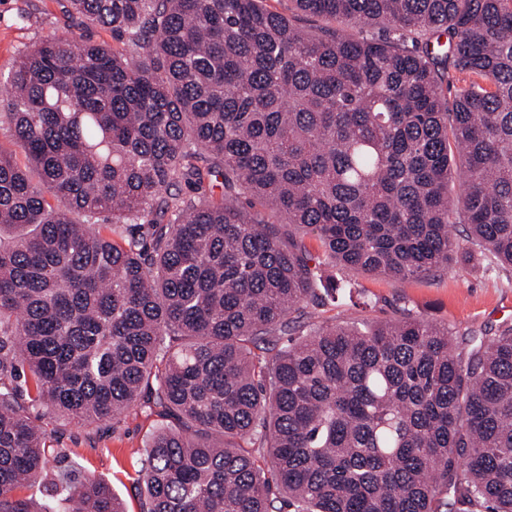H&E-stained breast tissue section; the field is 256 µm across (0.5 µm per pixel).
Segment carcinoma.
I'll use <instances>...</instances> for the list:
<instances>
[{
	"label": "carcinoma",
	"instance_id": "carcinoma-1",
	"mask_svg": "<svg viewBox=\"0 0 512 512\" xmlns=\"http://www.w3.org/2000/svg\"><path fill=\"white\" fill-rule=\"evenodd\" d=\"M65 2L123 49L52 32L0 101V512H125L30 409L138 405L141 512H512V326L317 325L280 227L409 280L459 224L512 268V0Z\"/></svg>",
	"mask_w": 512,
	"mask_h": 512
}]
</instances>
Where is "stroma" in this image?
<instances>
[{"mask_svg": "<svg viewBox=\"0 0 512 512\" xmlns=\"http://www.w3.org/2000/svg\"><path fill=\"white\" fill-rule=\"evenodd\" d=\"M61 0H0V79L13 70L18 57L49 33L71 25ZM327 276L349 280L364 290L368 304L327 303L318 309L319 322L347 320L376 324L412 310L457 333L512 323V270L490 262L452 266L431 279L394 281L337 267ZM31 416L44 432L60 464L74 468L78 478L91 477L110 485L127 512H140V453L151 433L164 421L145 409H131L116 421L83 425L40 408Z\"/></svg>", "mask_w": 512, "mask_h": 512, "instance_id": "1", "label": "stroma"}]
</instances>
